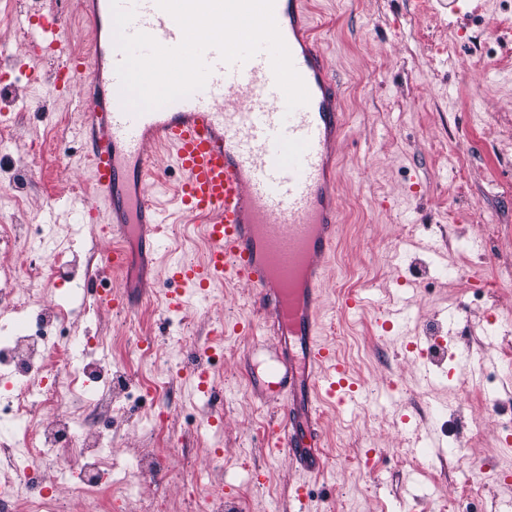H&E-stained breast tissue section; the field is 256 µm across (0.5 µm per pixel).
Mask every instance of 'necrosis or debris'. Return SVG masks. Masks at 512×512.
<instances>
[{"label": "necrosis or debris", "instance_id": "necrosis-or-debris-1", "mask_svg": "<svg viewBox=\"0 0 512 512\" xmlns=\"http://www.w3.org/2000/svg\"><path fill=\"white\" fill-rule=\"evenodd\" d=\"M0 305L20 323L0 333V421L15 427L0 440V512H67L49 470L75 486L82 512H124L136 473L159 472L161 460L144 457L130 470L104 454L112 405L133 401L134 391L114 383L111 363L89 356L99 337L60 333L77 327L80 312L38 309L32 294L12 288L0 290Z\"/></svg>", "mask_w": 512, "mask_h": 512}]
</instances>
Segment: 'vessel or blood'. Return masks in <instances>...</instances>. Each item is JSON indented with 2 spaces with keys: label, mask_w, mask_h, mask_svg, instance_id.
Returning a JSON list of instances; mask_svg holds the SVG:
<instances>
[{
  "label": "vessel or blood",
  "mask_w": 512,
  "mask_h": 512,
  "mask_svg": "<svg viewBox=\"0 0 512 512\" xmlns=\"http://www.w3.org/2000/svg\"><path fill=\"white\" fill-rule=\"evenodd\" d=\"M122 5L135 11L129 33H147L167 47L180 43V27L157 0ZM81 6L99 34L83 60L72 57L57 18L41 24L31 45L53 53L56 73L68 76L61 90L77 89L84 103L80 137L113 240L101 259L104 270L126 272L123 241L154 234L160 217L149 188L159 172L151 151H173L182 174L179 206L192 217L207 256L172 264L167 308L178 310L187 295H206L218 283L250 286L264 330L249 346L260 357L249 377L252 394L280 411L276 448L307 476L318 475L321 403L354 409L362 394L320 337L324 270L341 215L335 148L346 118L307 0H274L276 24L310 96L291 112L267 53L229 64L213 49L204 55L211 73L202 90L153 111H126L116 73L123 54L102 36L113 25L110 0Z\"/></svg>",
  "instance_id": "vessel-or-blood-1"
}]
</instances>
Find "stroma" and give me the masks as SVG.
Returning <instances> with one entry per match:
<instances>
[{"label": "stroma", "mask_w": 512, "mask_h": 512, "mask_svg": "<svg viewBox=\"0 0 512 512\" xmlns=\"http://www.w3.org/2000/svg\"><path fill=\"white\" fill-rule=\"evenodd\" d=\"M314 32L339 80L346 133L337 153L341 227L326 270L322 338L334 345L362 392L389 390L391 400L351 413L323 408L326 448L319 478L266 446L279 419L275 406L252 396L246 352L250 335L226 336L215 380L223 402L179 379L165 400L142 394L112 428V455L133 464L163 443L143 429L166 411L175 451L160 473L138 477L126 512H146L167 498L183 512L189 498L223 492L234 512H296V488L310 512H501L512 498V468L503 450L512 435V0H309ZM57 13L69 50L85 55L92 29L80 0H0V50L18 75L5 120L12 136L0 150V225L15 241L0 245V289L31 291L46 307L69 301L84 327L103 338L139 336L165 347L187 336L192 357L225 321L256 324L246 283L213 288L169 312L161 292L126 314L98 306L93 295L30 274L25 245L41 226L46 249L66 250L78 278L117 284L100 257L113 243L82 203L92 188L78 138L83 103L58 95L51 52L28 56L20 34L30 15ZM158 280L178 260H202L205 247L187 216L173 213L161 235ZM359 296L346 313L342 300ZM410 300L409 325L428 348L432 336L454 334L447 374L421 382L400 335L385 337L381 319L392 303ZM487 366L461 379L458 350ZM221 413L222 426L195 433ZM437 431L463 443L462 455L421 450L416 433ZM223 469L222 484L209 472Z\"/></svg>", "instance_id": "obj_1"}]
</instances>
